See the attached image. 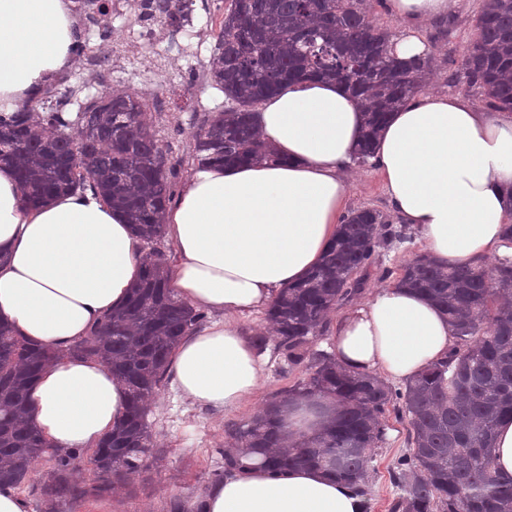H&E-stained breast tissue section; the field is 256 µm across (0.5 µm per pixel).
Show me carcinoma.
Here are the masks:
<instances>
[{"label":"carcinoma","mask_w":512,"mask_h":512,"mask_svg":"<svg viewBox=\"0 0 512 512\" xmlns=\"http://www.w3.org/2000/svg\"><path fill=\"white\" fill-rule=\"evenodd\" d=\"M144 17L177 23L185 0H141ZM384 0H230L208 62L224 111L200 127L194 157L209 153L233 164L276 155L255 126L264 98L304 79L338 80L366 113L358 145L368 162L373 141L390 112L425 90L432 58L415 64L390 52L392 34L373 16ZM460 63L468 88L492 111L512 112V0H482L475 37ZM60 81L47 83L33 105L0 112V162L18 175L22 201L36 205L63 191L92 188L119 207L149 245L163 234L173 171L166 167L151 108L141 96L115 92L91 98L72 114L57 97ZM411 240L407 225H394L374 209L340 220L336 240L322 263L274 301L267 318L269 343L288 364L306 367L308 378L285 398L327 397L336 413L310 441L286 434L279 420L257 415L231 433L239 448H261L266 466H319L368 495L372 462L386 440L384 416L393 408L409 424L406 452L389 471L394 487L390 512H512V482L492 468L499 418L512 414V260L491 267L441 266L424 253L401 267L398 281L433 300L454 330L448 356L401 387L377 374H352L335 355L309 351L328 316L362 291L361 273L379 253ZM144 273L127 302L105 317L66 354L101 359L128 390L126 415L92 449L102 486L127 484L152 447L146 402L167 377L166 363L181 337L199 326L204 312L168 288L164 254L142 257ZM52 352L36 348L0 323V489L20 486L41 457L55 467L41 484L48 501L75 495L70 477L74 454L61 455L30 422L28 392Z\"/></svg>","instance_id":"obj_1"}]
</instances>
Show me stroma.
Returning <instances> with one entry per match:
<instances>
[{
    "instance_id": "stroma-1",
    "label": "stroma",
    "mask_w": 512,
    "mask_h": 512,
    "mask_svg": "<svg viewBox=\"0 0 512 512\" xmlns=\"http://www.w3.org/2000/svg\"><path fill=\"white\" fill-rule=\"evenodd\" d=\"M224 2L192 0V41L200 50L196 57L185 50V29L181 26L160 24L150 40L137 39L140 21L123 0H115L105 14L95 15L90 21L83 13H76L77 27L86 28L95 48L96 67L88 69L85 60L80 59L65 73L59 90L70 101L69 111H77L90 98L117 90L138 93L149 103L158 104L155 130L167 164L176 169L180 179H187L203 117L224 108L223 94L213 88L206 75ZM480 4L481 0H457L446 32H438L431 22L424 25L423 36L436 39L430 90L465 96L464 76L458 67L449 64L448 53L472 39ZM347 182L350 209L371 208L391 214V204L373 164L354 167ZM422 248L421 240L415 237L382 253L378 264L366 272L357 302L368 300L387 286L383 270L399 274L401 266ZM263 367L259 389L238 410L229 413L191 404L175 392L171 383H163L148 408L154 446L147 453V468L125 486L52 506L41 496L40 482L54 468L55 460L49 456L39 459L28 482L18 491L28 512H170L169 504L174 499L191 504L203 498L224 471L225 451L234 446L230 428L249 422L266 402L280 398L285 390L308 377L304 367H289L283 355L271 347L265 351ZM386 421V441L373 462L376 472L368 512H390L393 488L389 469L407 448V421L396 418L391 411L387 412Z\"/></svg>"
}]
</instances>
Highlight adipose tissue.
I'll return each mask as SVG.
<instances>
[{"label": "adipose tissue", "mask_w": 512, "mask_h": 512, "mask_svg": "<svg viewBox=\"0 0 512 512\" xmlns=\"http://www.w3.org/2000/svg\"><path fill=\"white\" fill-rule=\"evenodd\" d=\"M455 0H391L402 31L398 58L429 54L419 26ZM72 0H0V112L29 104L69 69ZM261 137L281 164L195 167L165 212L177 254L171 286L220 320L179 344L169 370L193 404L232 412L263 380L243 318L316 266L347 207L343 175L354 165L364 115L337 82L285 86L259 107ZM373 162L400 222L443 263L501 257L512 223V118L468 100L423 93L393 112ZM142 266V243L123 215L92 193H63L26 207L13 170L0 167V317L37 344L61 351L31 392L36 425L60 449L92 448L125 411L126 391L99 361L64 357L91 327L123 304ZM332 334L337 362L353 373L403 382L447 355L448 318L407 287L390 285L340 311ZM287 430L314 434L331 400L296 398L271 408ZM204 497V512H364V500L315 467L272 472L252 454Z\"/></svg>", "instance_id": "1"}]
</instances>
